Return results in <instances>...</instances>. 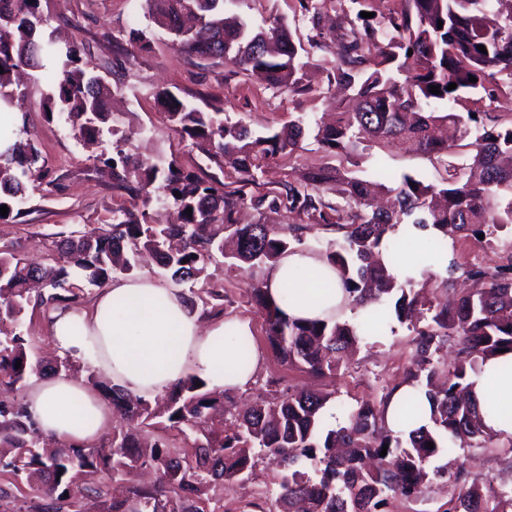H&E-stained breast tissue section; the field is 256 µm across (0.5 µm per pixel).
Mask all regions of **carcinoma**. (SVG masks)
<instances>
[{"label": "carcinoma", "mask_w": 512, "mask_h": 512, "mask_svg": "<svg viewBox=\"0 0 512 512\" xmlns=\"http://www.w3.org/2000/svg\"><path fill=\"white\" fill-rule=\"evenodd\" d=\"M144 2L151 23L180 52L203 60L230 56L240 71L260 72L271 87L290 95L310 92L300 53H332L335 65L328 79L350 90L354 105L334 103L331 123L313 124L302 113L280 128L254 132L228 122L221 109L202 110L162 89L157 100L173 129L191 145L223 157L238 174V187L209 183L163 155L131 170L124 150L129 136L112 128V152L99 162L111 170L114 187L135 203L112 210L106 227L64 239L52 266L29 263L12 245L0 247V388L15 393L0 400V473L17 491L14 496L0 485V502L11 500V512H81L85 485L101 470L115 475L149 467L159 473L158 482L112 500L105 512H205L203 490L216 481H245L259 451L283 469L273 493L279 512H384L392 498L419 497L430 474L445 473L430 465L454 446L494 447L495 438L469 402L467 388L470 376L496 351L512 352V258L493 268L465 267L453 258L436 270L434 262L448 250L452 232L476 238L490 228L512 226V123L499 122L484 105L498 99L503 80L512 89V9L495 8L501 0H393L381 11L376 0H349L328 42L326 0H297L309 29L303 45L279 19L253 30L224 7L236 0ZM363 11L375 16L364 18ZM47 25L41 0H0V100L23 106L14 73L36 72L43 58L60 55L62 76L44 97L42 110L69 125L76 138L97 139L118 87L83 60L77 44L56 49ZM480 45L486 52L478 50ZM471 75L477 81H469ZM451 83L457 87L449 91ZM433 85L440 93L430 92ZM464 92L476 95L473 107L464 112L436 108ZM450 128L461 140L477 133L463 168L444 159L453 149ZM309 136L340 165L309 169L276 191L246 192L269 161L292 157ZM396 142L442 169L440 182L403 174L395 184L383 169L369 181L342 165L356 166L366 149L384 151ZM39 159L34 145L22 138L0 153V206L9 208L1 222L19 210ZM332 191L340 202L329 200ZM157 205L173 207L176 223L159 219ZM278 205L308 222L244 224L239 218L245 209L260 213ZM189 207L190 216L185 213ZM401 225L408 238L414 230L431 235L430 263L399 281L389 266L401 250L392 239ZM315 229L333 234L322 256L335 266L352 307L381 305L356 324L290 322L266 300L258 274ZM143 253L170 273L176 286L207 279L219 255L229 270H251L246 293L264 318L271 347L283 362L312 374L336 372L349 349L379 333L388 313L400 323L410 322L420 362L404 371L403 382L424 390L431 425L406 439L388 429L383 413L392 388L378 400L357 402L334 426L324 417L333 392L290 390L231 413L230 427L215 434L206 423L210 415L224 412L226 391L190 377L154 406L91 371L88 383L112 402L128 428L114 429L96 447L46 451L17 392L31 376L67 369L69 362L49 367L32 360L24 335L26 312L48 314L76 301L87 287L101 288L118 275L132 274ZM460 278L473 287L451 304L436 296L448 294ZM450 340L457 346L451 362L440 356ZM169 430L194 434L192 448L171 447L165 436ZM448 480L459 484L460 492L443 512H500L505 491L493 479L473 477L462 466L448 473ZM30 496L41 503L27 505Z\"/></svg>", "instance_id": "obj_1"}]
</instances>
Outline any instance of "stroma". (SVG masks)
I'll list each match as a JSON object with an SVG mask.
<instances>
[{"label": "stroma", "mask_w": 512, "mask_h": 512, "mask_svg": "<svg viewBox=\"0 0 512 512\" xmlns=\"http://www.w3.org/2000/svg\"><path fill=\"white\" fill-rule=\"evenodd\" d=\"M41 10L51 28L57 29L61 37L76 39L86 60L111 83L120 86L122 95L114 105L113 118L118 129L129 133L127 149L134 156L145 158L160 153L202 178H214L228 185L237 179L222 159L208 157L172 130L155 100L156 93L164 88L202 109L221 108L231 120L254 131L281 127L300 112L312 120L327 109V74L334 61L330 54L317 53L310 61L307 75L313 92L293 96L269 88L257 78L235 73L229 63L215 64L185 56L158 29L153 32L151 50H129L130 28L143 29L149 24L142 0H41ZM236 11L256 30L266 27L269 19L275 17L292 27L303 23L296 0H240ZM60 72L59 60H46L39 82L26 85L21 135L38 148L42 170L28 184L22 215L0 222V244H18L35 264L46 263L54 254L59 233L110 223L113 208L131 203L127 194L113 187L101 163L96 161V148L82 147L66 126L45 118L41 100ZM328 161L322 149L306 142L304 150L293 157L270 162L266 172L259 175L255 189L262 193L279 189L282 183L295 180L300 171ZM379 161L396 177L408 173L430 181L435 178L427 158L410 155L398 145L383 153L371 149L360 161L357 175L372 178ZM510 241L512 233L505 230L481 240L459 236L449 239L460 263L487 267L505 262L506 244ZM210 271L214 281L224 287L223 298L210 297L198 288L186 293L188 305L203 318L219 312L249 320L254 342L265 356L254 383L246 390L232 392L235 403H244L258 394L273 398L286 388L310 387L335 392L337 400L350 408L359 400L380 397L385 388L400 382L404 369L413 360L414 333L408 324L398 322L388 334L367 337L354 359L335 377L316 378L289 367L274 354L264 321L244 292L248 273L228 272L220 264L211 266ZM464 454L473 474L493 479L499 488H512V453L499 447L491 452L468 448ZM256 471V478L244 484L208 489L203 497L206 512H243L248 501L269 497L279 478L276 464L263 460ZM457 493L452 482L436 478L425 489L422 501L395 498L384 512H441Z\"/></svg>", "instance_id": "35a3bbf8"}]
</instances>
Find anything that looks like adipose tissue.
Instances as JSON below:
<instances>
[{"instance_id": "obj_1", "label": "adipose tissue", "mask_w": 512, "mask_h": 512, "mask_svg": "<svg viewBox=\"0 0 512 512\" xmlns=\"http://www.w3.org/2000/svg\"><path fill=\"white\" fill-rule=\"evenodd\" d=\"M263 286L290 320L359 321L367 314L351 308L335 268L312 251L285 254L265 271ZM49 326L58 354L147 398L191 376L212 389L243 390L263 364L255 348L248 367L239 365V344L252 338L248 322L221 315L200 319L189 312L179 289L147 276L113 281L85 308L59 306ZM508 361L512 353L493 357L470 378L485 427L502 440L512 439V372L503 368ZM23 403L38 431L60 444L97 442L112 424L110 404L83 377L67 371L32 378Z\"/></svg>"}]
</instances>
